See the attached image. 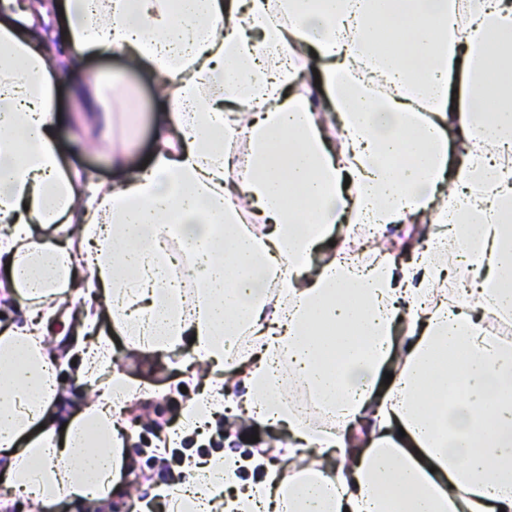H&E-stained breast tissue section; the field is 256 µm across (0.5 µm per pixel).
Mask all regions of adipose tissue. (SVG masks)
<instances>
[{
  "instance_id": "1",
  "label": "adipose tissue",
  "mask_w": 512,
  "mask_h": 512,
  "mask_svg": "<svg viewBox=\"0 0 512 512\" xmlns=\"http://www.w3.org/2000/svg\"><path fill=\"white\" fill-rule=\"evenodd\" d=\"M0 480L45 506L111 512L132 468L122 422L145 396L112 370L129 350L205 372L171 458L244 390L284 449L188 451L154 497L175 512H512V0H0ZM116 52L154 71L147 163L134 120L109 154L117 182L66 165L53 87L76 128L111 139L115 103L83 78ZM317 71L318 82L303 80ZM248 175L229 171L239 144ZM365 224L438 230L406 262L364 264L329 241ZM470 272L469 285L448 289ZM73 323L68 349L45 341ZM77 363L91 399L52 416ZM302 385L330 420L300 412ZM260 470L256 481L234 477Z\"/></svg>"
}]
</instances>
